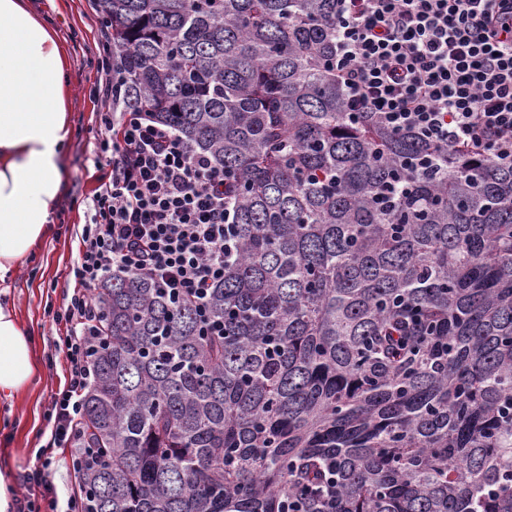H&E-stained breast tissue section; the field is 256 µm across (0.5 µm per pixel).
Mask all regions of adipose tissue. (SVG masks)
I'll use <instances>...</instances> for the list:
<instances>
[{"label": "adipose tissue", "mask_w": 512, "mask_h": 512, "mask_svg": "<svg viewBox=\"0 0 512 512\" xmlns=\"http://www.w3.org/2000/svg\"><path fill=\"white\" fill-rule=\"evenodd\" d=\"M70 61L21 0H0V279L39 242L64 182ZM32 347L0 305V400L32 379Z\"/></svg>", "instance_id": "1"}]
</instances>
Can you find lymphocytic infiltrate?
I'll return each mask as SVG.
<instances>
[{"mask_svg":"<svg viewBox=\"0 0 512 512\" xmlns=\"http://www.w3.org/2000/svg\"><path fill=\"white\" fill-rule=\"evenodd\" d=\"M335 27L350 116L374 112L391 132L512 167V0H336ZM97 117L101 184L55 314L68 376L52 397L53 448L85 436L82 394L103 334L93 288L129 274L202 309L237 257L223 168L147 113L113 112L111 83Z\"/></svg>","mask_w":512,"mask_h":512,"instance_id":"f902f5d3","label":"lymphocytic infiltrate"}]
</instances>
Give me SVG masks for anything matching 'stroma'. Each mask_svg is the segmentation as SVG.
Segmentation results:
<instances>
[{"instance_id": "stroma-1", "label": "stroma", "mask_w": 512, "mask_h": 512, "mask_svg": "<svg viewBox=\"0 0 512 512\" xmlns=\"http://www.w3.org/2000/svg\"><path fill=\"white\" fill-rule=\"evenodd\" d=\"M25 6L62 43L72 65L69 97L71 138L65 154V177L46 234L21 260L14 273L0 281V301L13 304L32 340L39 366L37 378L13 401L0 404V466L11 465L19 495H27L22 478L38 463L37 451L51 438L48 422L51 397L63 385L65 358L55 343L60 334L52 316L69 290L67 275L77 256V235L89 223V204L100 171L94 164L95 91L105 76L98 67L102 23L93 0H23Z\"/></svg>"}]
</instances>
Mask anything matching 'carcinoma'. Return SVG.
I'll return each instance as SVG.
<instances>
[{"label": "carcinoma", "instance_id": "cac0c4a2", "mask_svg": "<svg viewBox=\"0 0 512 512\" xmlns=\"http://www.w3.org/2000/svg\"><path fill=\"white\" fill-rule=\"evenodd\" d=\"M112 107L224 167L197 309L97 287L89 512H512V167L351 120L336 0H95Z\"/></svg>", "mask_w": 512, "mask_h": 512}]
</instances>
